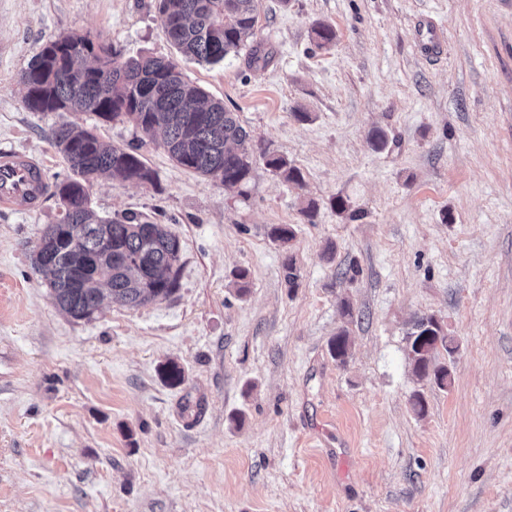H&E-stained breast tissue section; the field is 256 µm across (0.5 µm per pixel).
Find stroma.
Here are the masks:
<instances>
[{
    "label": "stroma",
    "mask_w": 512,
    "mask_h": 512,
    "mask_svg": "<svg viewBox=\"0 0 512 512\" xmlns=\"http://www.w3.org/2000/svg\"><path fill=\"white\" fill-rule=\"evenodd\" d=\"M422 19L445 35L437 55L418 48ZM321 23L331 48L315 45ZM70 32L173 60L303 184L259 163L227 190L129 122L27 110L21 72ZM72 121L154 170L148 185L95 181L91 203L167 226L179 288L71 319L33 263L59 197L0 210V512H512V0H258L253 38L216 65L179 53L158 0H0V151L59 183L72 171L50 133ZM427 316L455 347L436 355L445 389L406 353ZM170 361L181 385L161 376Z\"/></svg>",
    "instance_id": "stroma-1"
}]
</instances>
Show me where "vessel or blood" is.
<instances>
[{
  "label": "vessel or blood",
  "mask_w": 512,
  "mask_h": 512,
  "mask_svg": "<svg viewBox=\"0 0 512 512\" xmlns=\"http://www.w3.org/2000/svg\"><path fill=\"white\" fill-rule=\"evenodd\" d=\"M51 184L42 163L27 153L0 152V210L36 211Z\"/></svg>",
  "instance_id": "1"
}]
</instances>
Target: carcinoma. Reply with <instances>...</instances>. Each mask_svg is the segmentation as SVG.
<instances>
[{
  "label": "carcinoma",
  "instance_id": "obj_1",
  "mask_svg": "<svg viewBox=\"0 0 512 512\" xmlns=\"http://www.w3.org/2000/svg\"><path fill=\"white\" fill-rule=\"evenodd\" d=\"M257 0H160L169 40L190 60L217 64L236 55L254 35ZM316 45L330 48L335 28H314ZM109 68L88 35L71 32L49 40L21 75L25 96L35 97L37 112H91L105 121L125 119L147 133L161 136L172 161L224 188H240L253 171L255 148L249 133L220 100L185 80L178 65L152 55L126 58ZM52 139L74 177L56 186L65 202L61 219L47 225L43 248L34 265L49 269L48 285L57 307L74 320H89L106 298L122 306H138L158 294L167 298L178 288L180 242L163 224L128 223L98 216L82 185L107 177L123 182L155 181L140 155L104 145L94 130L76 122L52 131ZM266 167L285 181L302 184L300 169L281 155L260 151ZM79 227L84 242L71 249L63 226ZM446 345L442 326L433 317L417 320L407 336V353L416 374L448 385V368L436 363L438 345ZM330 351L344 360L349 337L342 329Z\"/></svg>",
  "mask_w": 512,
  "mask_h": 512
}]
</instances>
